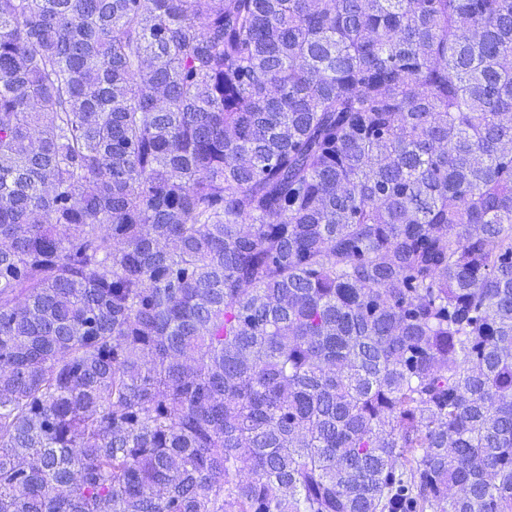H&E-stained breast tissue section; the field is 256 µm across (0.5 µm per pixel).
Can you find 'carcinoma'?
I'll list each match as a JSON object with an SVG mask.
<instances>
[{"instance_id":"carcinoma-1","label":"carcinoma","mask_w":512,"mask_h":512,"mask_svg":"<svg viewBox=\"0 0 512 512\" xmlns=\"http://www.w3.org/2000/svg\"><path fill=\"white\" fill-rule=\"evenodd\" d=\"M0 512H512V0H0Z\"/></svg>"}]
</instances>
